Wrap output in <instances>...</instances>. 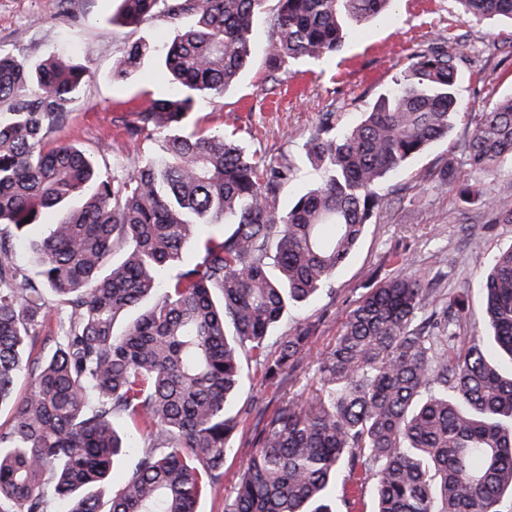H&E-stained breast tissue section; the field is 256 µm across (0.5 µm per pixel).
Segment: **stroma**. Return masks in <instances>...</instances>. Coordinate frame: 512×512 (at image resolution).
<instances>
[{
  "label": "stroma",
  "instance_id": "stroma-1",
  "mask_svg": "<svg viewBox=\"0 0 512 512\" xmlns=\"http://www.w3.org/2000/svg\"><path fill=\"white\" fill-rule=\"evenodd\" d=\"M75 20L60 13L59 0H0V51L38 63L53 51L73 54L88 77L68 106L67 122L51 138L89 153L101 171L126 174L135 162L157 154L164 135L156 130L126 140L123 120L163 96L169 83L153 63L145 62L142 77L113 81L115 52L132 42L172 40L180 23L157 17L136 28L117 20V0H72ZM272 34L259 17L253 39L257 52L238 85L218 102L203 104L193 122L198 133L222 129L235 132L248 150L268 163L291 160L295 181L280 193V207L320 179L306 155V143L323 113H334L337 127L358 123L378 96L399 79L416 49L451 36H461L477 56V66H463L458 94L466 111L480 112L497 98L512 95V56L497 53L492 43L512 36V23L462 14L456 0H398L393 20L352 30L336 55L320 61H296L271 74L263 50ZM470 127L458 120L448 137L415 157L388 183L400 191L399 203L384 206L366 225L353 255L338 269L330 292L291 308L273 329L272 338L288 335L299 324H314L313 357L288 377L269 381L250 368L232 403L250 406L231 441L224 480L204 494L197 512H224L236 479L253 453L252 439L262 416L273 413L291 390L311 392L318 380L316 355L334 344L349 312L376 279L399 266L419 271L434 287L470 289V318L464 335L482 323L484 299L477 291L492 259L512 249V224L463 222L451 189L437 188L430 175L448 156L463 153L462 139Z\"/></svg>",
  "mask_w": 512,
  "mask_h": 512
}]
</instances>
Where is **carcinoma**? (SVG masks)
Returning a JSON list of instances; mask_svg holds the SVG:
<instances>
[{
    "instance_id": "cac0c4a2",
    "label": "carcinoma",
    "mask_w": 512,
    "mask_h": 512,
    "mask_svg": "<svg viewBox=\"0 0 512 512\" xmlns=\"http://www.w3.org/2000/svg\"><path fill=\"white\" fill-rule=\"evenodd\" d=\"M120 20H189L160 46L116 55L112 79L127 82L145 58L164 63L167 96L124 123L129 139L166 132L162 153L125 176L101 174L83 151L48 143L68 119L85 70L59 55L30 67L0 52V407L19 375L26 396L0 428V512H197L224 478L240 425L229 400L241 358L265 377L293 372L309 357L313 324L277 341L271 329L290 306L327 290L366 224L397 189L386 185L407 161L448 135L467 43L427 45L359 123L334 131L325 113L307 142L324 169L284 210L280 191L297 176L281 162L266 171L233 136H204L191 117L217 101L252 61L253 29L267 0H120ZM395 0H276L266 47L272 74L298 59L336 54L346 29L391 17ZM474 16L512 19V0H458ZM468 164L492 174L512 162V97L473 115ZM435 181L477 204L487 224H512V182L487 190L461 178L453 158ZM79 198L78 208H67ZM29 222H24L25 218ZM224 224L194 260L187 245ZM37 277L16 261L27 231ZM277 274H271V269ZM493 341L512 361V249L496 256L481 284ZM57 318V335L36 327ZM469 289L438 299L425 275L398 271L368 287L333 347L319 357L318 386L291 393L261 419L255 451L224 512H331L341 496L354 512L373 485L375 512H503L512 493V365L493 362L481 336L461 341ZM53 341L52 354L27 351ZM143 446L108 500L134 448Z\"/></svg>"
}]
</instances>
